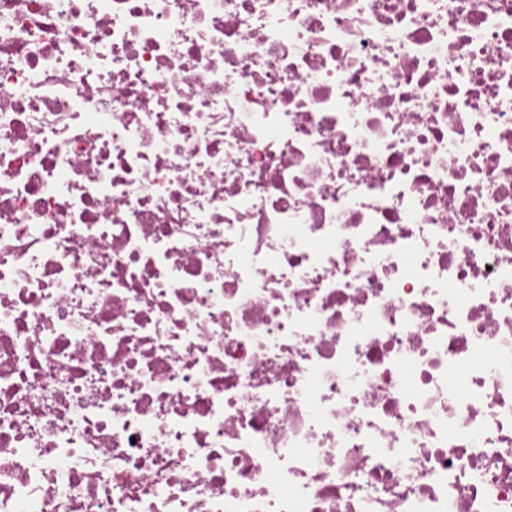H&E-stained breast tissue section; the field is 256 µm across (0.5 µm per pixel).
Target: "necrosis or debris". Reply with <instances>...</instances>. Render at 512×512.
Returning a JSON list of instances; mask_svg holds the SVG:
<instances>
[{
  "instance_id": "4bbe7bcc",
  "label": "necrosis or debris",
  "mask_w": 512,
  "mask_h": 512,
  "mask_svg": "<svg viewBox=\"0 0 512 512\" xmlns=\"http://www.w3.org/2000/svg\"><path fill=\"white\" fill-rule=\"evenodd\" d=\"M0 512H512V0H0Z\"/></svg>"
}]
</instances>
